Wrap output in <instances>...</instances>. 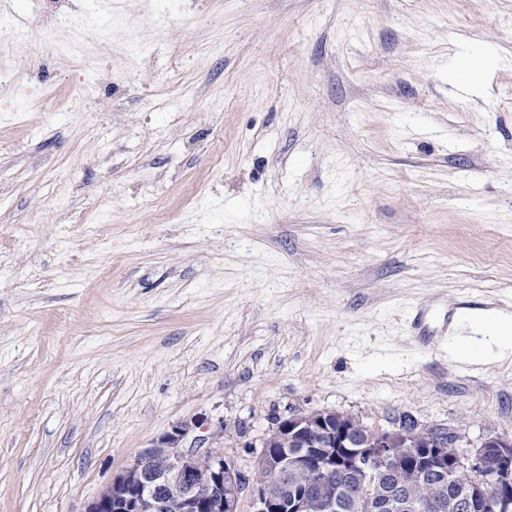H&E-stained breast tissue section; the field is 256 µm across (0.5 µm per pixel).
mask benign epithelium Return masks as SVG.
I'll list each match as a JSON object with an SVG mask.
<instances>
[{"instance_id":"7a95c632","label":"benign epithelium","mask_w":512,"mask_h":512,"mask_svg":"<svg viewBox=\"0 0 512 512\" xmlns=\"http://www.w3.org/2000/svg\"><path fill=\"white\" fill-rule=\"evenodd\" d=\"M202 423L180 421L158 436L89 512H238L245 495L253 512H512L508 439L472 445L417 422L369 430L353 414L290 413L262 439L256 478L224 458L222 422L201 439L209 450L185 446ZM456 479L462 485L449 496ZM353 484L374 493L351 504L339 493Z\"/></svg>"}]
</instances>
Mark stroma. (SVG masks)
<instances>
[{
	"mask_svg": "<svg viewBox=\"0 0 512 512\" xmlns=\"http://www.w3.org/2000/svg\"><path fill=\"white\" fill-rule=\"evenodd\" d=\"M0 512L172 424L512 440V0H0ZM491 60L476 93L475 49ZM457 311L448 335L421 344Z\"/></svg>",
	"mask_w": 512,
	"mask_h": 512,
	"instance_id": "stroma-1",
	"label": "stroma"
}]
</instances>
